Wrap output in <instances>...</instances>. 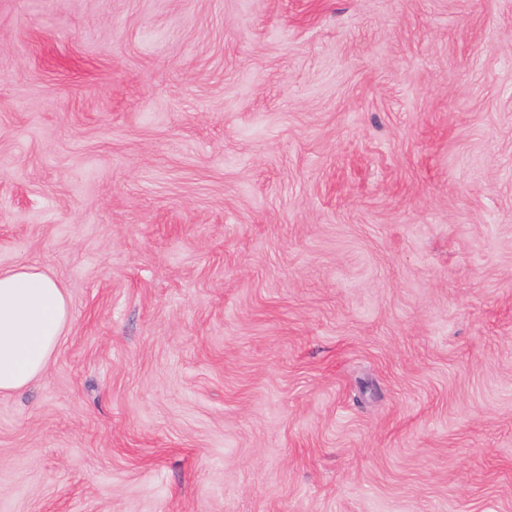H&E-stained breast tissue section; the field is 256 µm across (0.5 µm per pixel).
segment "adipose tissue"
Returning a JSON list of instances; mask_svg holds the SVG:
<instances>
[{
  "mask_svg": "<svg viewBox=\"0 0 512 512\" xmlns=\"http://www.w3.org/2000/svg\"><path fill=\"white\" fill-rule=\"evenodd\" d=\"M69 319V301L52 277L30 265L0 272V393L41 377Z\"/></svg>",
  "mask_w": 512,
  "mask_h": 512,
  "instance_id": "obj_1",
  "label": "adipose tissue"
}]
</instances>
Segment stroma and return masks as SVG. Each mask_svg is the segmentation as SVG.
<instances>
[{
	"instance_id": "obj_1",
	"label": "stroma",
	"mask_w": 512,
	"mask_h": 512,
	"mask_svg": "<svg viewBox=\"0 0 512 512\" xmlns=\"http://www.w3.org/2000/svg\"><path fill=\"white\" fill-rule=\"evenodd\" d=\"M21 264L0 512H512V0H0ZM69 319V301L52 277L30 265L0 272V393L41 377Z\"/></svg>"
}]
</instances>
